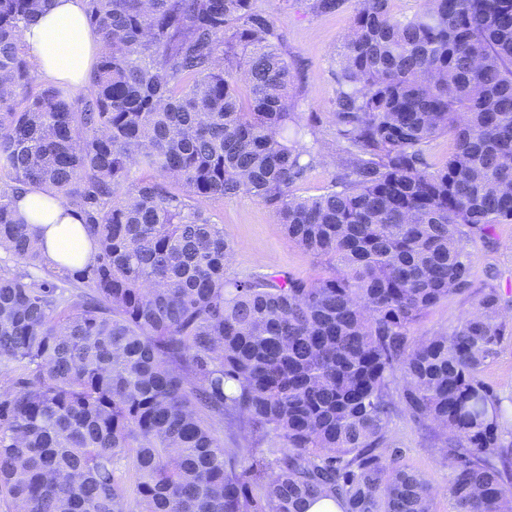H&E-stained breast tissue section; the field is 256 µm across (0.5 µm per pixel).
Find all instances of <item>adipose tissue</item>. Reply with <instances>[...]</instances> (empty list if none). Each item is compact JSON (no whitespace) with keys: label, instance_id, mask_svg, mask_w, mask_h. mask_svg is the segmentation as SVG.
<instances>
[{"label":"adipose tissue","instance_id":"obj_1","mask_svg":"<svg viewBox=\"0 0 512 512\" xmlns=\"http://www.w3.org/2000/svg\"><path fill=\"white\" fill-rule=\"evenodd\" d=\"M21 42L39 74L75 86L86 82L100 48L98 35L87 23L84 0H53L49 12L23 30ZM13 205L29 223L43 227L49 266L73 273L92 261L93 245L65 199L31 188Z\"/></svg>","mask_w":512,"mask_h":512}]
</instances>
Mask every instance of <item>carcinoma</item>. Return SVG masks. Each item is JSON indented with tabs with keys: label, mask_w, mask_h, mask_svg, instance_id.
I'll use <instances>...</instances> for the list:
<instances>
[{
	"label": "carcinoma",
	"mask_w": 512,
	"mask_h": 512,
	"mask_svg": "<svg viewBox=\"0 0 512 512\" xmlns=\"http://www.w3.org/2000/svg\"><path fill=\"white\" fill-rule=\"evenodd\" d=\"M347 1L338 174L302 198L322 148L300 144L255 0H84L102 39L85 86L37 93L20 33L51 0H0V248L21 265L0 273V493L18 512H431L387 438L400 411L448 464L450 512H512V403L481 378L512 336L498 290L413 336L471 288L470 245L512 224V0L313 9ZM28 187L81 217L90 292L35 275ZM240 194L328 272L228 275L201 203ZM224 423L247 444L224 447ZM454 139L450 135H443L431 142L427 150L428 163L433 168H440L454 149Z\"/></svg>",
	"instance_id": "1"
}]
</instances>
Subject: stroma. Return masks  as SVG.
Wrapping results in <instances>:
<instances>
[{"label": "stroma", "mask_w": 512, "mask_h": 512, "mask_svg": "<svg viewBox=\"0 0 512 512\" xmlns=\"http://www.w3.org/2000/svg\"><path fill=\"white\" fill-rule=\"evenodd\" d=\"M312 0H255L258 10L275 18L282 27L291 75L298 88L295 109L302 115L318 113L321 123L315 136L323 147L324 159L295 187L301 197L320 195L336 172L338 146L331 122L335 108L334 70L340 46L352 21L350 7L332 13L313 11ZM203 206L222 224L235 244L231 275L259 271L314 279L326 268L299 249L287 236L275 215L246 195L207 200ZM472 286L441 301L416 326V337L452 332L473 311L486 286L498 288L501 304L512 317V224H500L492 242L475 243L470 249ZM389 443L403 463L422 474L433 488L432 512H448V466L431 448L423 430L407 414L394 417L388 427Z\"/></svg>", "instance_id": "35a3bbf8"}]
</instances>
